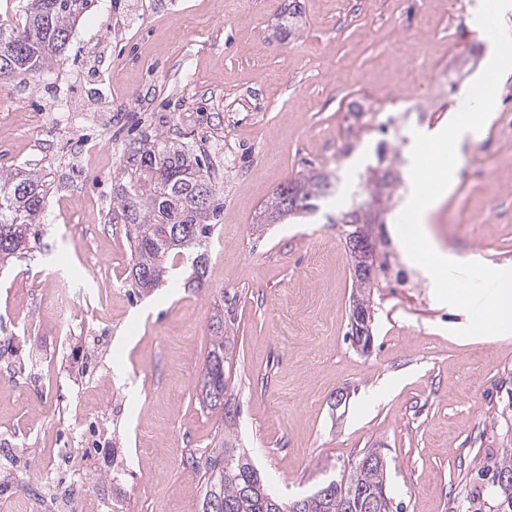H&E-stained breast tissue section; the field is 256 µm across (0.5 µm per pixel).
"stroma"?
<instances>
[{
  "label": "stroma",
  "mask_w": 512,
  "mask_h": 512,
  "mask_svg": "<svg viewBox=\"0 0 512 512\" xmlns=\"http://www.w3.org/2000/svg\"><path fill=\"white\" fill-rule=\"evenodd\" d=\"M296 2L300 31L279 24ZM479 0H93L59 70L0 84V165L52 183L39 235L0 271V512H29V482L72 476L70 512H194L185 466L224 427L199 400L216 306L232 320L229 392L241 442L272 493L293 500L369 450L400 512H498L493 465L512 448V333L461 338L465 311L432 279L374 292L373 343L347 331L350 201L379 147L409 157L487 65ZM62 104L53 123L27 116ZM190 148L221 212L208 286L131 288L124 225L108 218L129 145ZM95 167L60 174L62 141ZM333 171L337 193L303 221L258 228L280 186ZM438 244L512 268V71L480 142L431 212ZM75 462L63 471L58 451Z\"/></svg>",
  "instance_id": "stroma-1"
}]
</instances>
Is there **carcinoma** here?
Listing matches in <instances>:
<instances>
[{"mask_svg": "<svg viewBox=\"0 0 512 512\" xmlns=\"http://www.w3.org/2000/svg\"><path fill=\"white\" fill-rule=\"evenodd\" d=\"M91 0H28L21 27H0V71L8 69L9 82L27 84L60 61L77 20ZM117 192L112 198L110 220L129 226L132 258L130 286L147 293L172 275L180 263L189 264L187 284L205 287L208 258L204 246L210 238L219 205L217 189L199 159L188 149L168 145L164 137L146 139L129 146L126 164L119 172ZM362 190L355 200L377 212L373 221L355 216L353 205L328 218L331 224H360L358 236L375 242V230L383 228L385 215L393 206L401 176L394 162H385L378 151L377 162L361 176ZM50 190L47 177L32 168L0 171V264L26 249L38 235L45 199ZM292 203L275 192L261 212L263 224H279L310 214L318 202L336 192L331 174L313 170L286 183ZM352 267L367 266L379 271L376 249L349 253ZM353 300L361 308L375 311L371 295L379 277L366 280L354 276ZM211 347L208 352L200 395L202 404L224 414V432L218 447L211 449L195 469L203 478L204 491L196 512H293L294 502L273 495L251 457L240 448L236 427L237 411L227 396L231 379V337L224 312L218 310L209 322ZM364 455L338 480L324 483L314 493L299 499V512H367L366 498L375 501L373 512H392L387 494V465L367 463ZM512 477V449L503 452L494 465L492 493L499 512H512V484L502 486L503 476Z\"/></svg>", "mask_w": 512, "mask_h": 512, "instance_id": "1", "label": "carcinoma"}]
</instances>
